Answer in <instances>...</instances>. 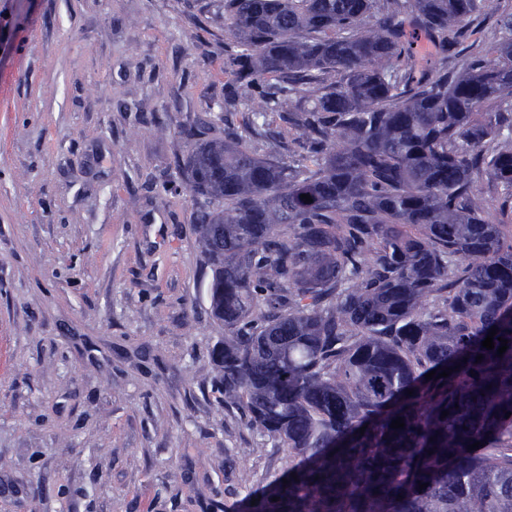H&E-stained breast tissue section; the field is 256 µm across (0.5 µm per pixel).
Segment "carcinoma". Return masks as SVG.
<instances>
[{"label":"carcinoma","instance_id":"carcinoma-1","mask_svg":"<svg viewBox=\"0 0 512 512\" xmlns=\"http://www.w3.org/2000/svg\"><path fill=\"white\" fill-rule=\"evenodd\" d=\"M223 8L241 120L179 169L215 382L288 457L243 512H512V0Z\"/></svg>","mask_w":512,"mask_h":512}]
</instances>
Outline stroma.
Wrapping results in <instances>:
<instances>
[{
	"mask_svg": "<svg viewBox=\"0 0 512 512\" xmlns=\"http://www.w3.org/2000/svg\"><path fill=\"white\" fill-rule=\"evenodd\" d=\"M219 0H0V512H242L277 440L223 334L176 160L232 78Z\"/></svg>",
	"mask_w": 512,
	"mask_h": 512,
	"instance_id": "obj_1",
	"label": "stroma"
}]
</instances>
